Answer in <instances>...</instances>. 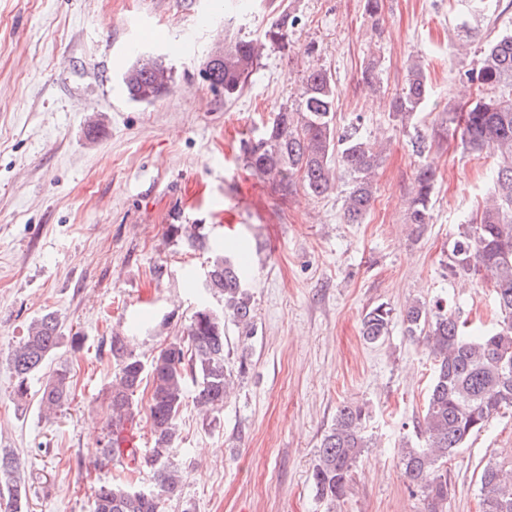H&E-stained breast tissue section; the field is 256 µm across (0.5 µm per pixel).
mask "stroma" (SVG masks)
<instances>
[{
	"label": "stroma",
	"mask_w": 512,
	"mask_h": 512,
	"mask_svg": "<svg viewBox=\"0 0 512 512\" xmlns=\"http://www.w3.org/2000/svg\"><path fill=\"white\" fill-rule=\"evenodd\" d=\"M0 0V448L21 459L29 512H90L92 483L121 474L97 464L115 367L108 353L123 330L148 361L182 336L200 304L191 273L206 252L172 241V224L205 225L226 249L246 246L247 286L258 334L241 341L226 325L231 357L248 372L210 416L185 401L179 416L182 501L164 512H325L312 490L317 449L337 409L369 412L354 489L336 512H424L410 494L399 448L415 438L431 383V360L401 322L379 344L360 333L364 313L400 311L420 298L460 309L472 322L495 317L492 286L448 272L458 226L493 192L489 158L459 135L439 134L462 101L475 54L512 30V8L477 15L465 0H382L379 23L365 0ZM294 16L282 48L264 33L281 12ZM260 41L241 94L225 100L203 75L224 40ZM164 56L170 92L129 100L122 75L138 54ZM376 58L377 89L360 72ZM430 95L407 127L390 100L410 59ZM331 70L337 127L362 117L383 133L377 194L363 223L343 218L348 182L327 196L280 198L253 175L241 138L294 103L312 66ZM427 140L416 153V136ZM437 174L433 220L406 222L414 173ZM163 265L162 278L152 269ZM52 311L64 342L43 372L66 370L72 395L56 415L39 408L40 380L26 403L14 397L8 354L32 319ZM81 336L73 348L70 336ZM512 464V411L505 410L448 462V512H480L487 462Z\"/></svg>",
	"instance_id": "stroma-1"
}]
</instances>
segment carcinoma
<instances>
[{"mask_svg":"<svg viewBox=\"0 0 512 512\" xmlns=\"http://www.w3.org/2000/svg\"><path fill=\"white\" fill-rule=\"evenodd\" d=\"M289 14L281 13L265 32V38L288 45ZM252 39H235L215 50L216 58L205 66L210 86L224 90L229 100L246 85L259 55ZM375 58L366 62L363 83L373 88L381 83ZM472 87L470 98L448 113V127L460 134L462 144L496 159L494 192L475 218L459 227L449 256L448 272L454 276L487 277L493 286L499 319L494 327L474 331L460 312L435 302L417 299L408 303L400 317L409 336L422 338L432 360V381L417 433L420 447L401 444L403 475L409 486L424 497L426 512H446L448 506V459L486 428L502 410L512 407V33L503 32L471 61L465 72ZM128 98L152 103L165 95L173 83L172 68L160 57H140L122 75ZM430 94L425 68L414 59L407 66L402 89L391 98L390 115L406 126ZM336 80L330 70L314 66L305 71L298 99L282 106L262 129L242 140L246 166L272 181L286 198L302 187L314 197H325L346 178L351 188L344 200V217L360 224L376 199V171L382 160L377 141L360 133L361 116L343 132L336 127ZM435 172L420 166L407 200L406 223L418 228L430 223ZM169 237L188 246L208 250L209 236L199 224L186 228L171 224ZM244 265L236 254L218 252L205 274V292L217 306L202 305L189 318L186 337L174 339L146 363L129 349L127 336L114 332L109 354L115 379L109 393V434L99 453L136 461L133 472L147 470L151 483L139 484L130 475H118L94 486L93 512H164L166 502L183 495V476L175 464L174 442L178 415L187 397V385H195L194 403L208 414L220 411L230 395L233 377L248 370L247 357L232 366L224 351V322H232L240 336L256 334L253 297L244 285ZM392 309L380 304L361 319V334L370 344L389 335ZM62 338L57 315L45 312L33 319L26 335L11 350L9 364L15 376L14 393L28 396L31 381L59 348ZM149 382L147 418L153 446L146 454L124 448L119 433L139 415L136 393ZM70 396L66 371H57L43 383L39 406L56 412ZM368 415L359 405L346 404L336 414L330 431L317 450L311 473L316 499L326 512H336V503L351 493L353 475L370 439ZM20 460L7 449L0 450V512H27L24 486L16 478ZM482 512H512V470L487 463L480 474Z\"/></svg>","mask_w":512,"mask_h":512,"instance_id":"carcinoma-1","label":"carcinoma"}]
</instances>
